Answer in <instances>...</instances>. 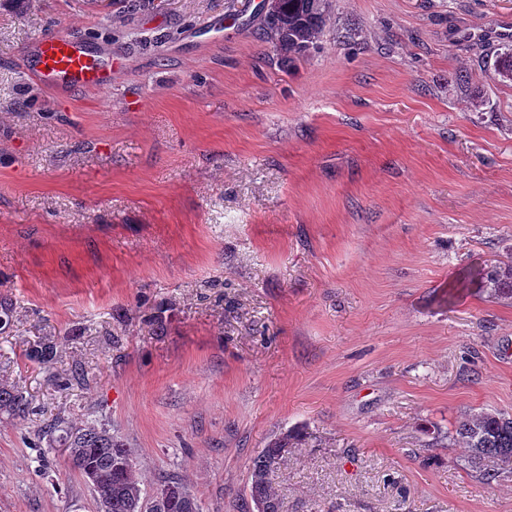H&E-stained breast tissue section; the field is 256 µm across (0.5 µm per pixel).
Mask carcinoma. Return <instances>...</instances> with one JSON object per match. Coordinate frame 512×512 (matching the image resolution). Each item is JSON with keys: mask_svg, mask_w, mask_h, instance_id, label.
Returning a JSON list of instances; mask_svg holds the SVG:
<instances>
[{"mask_svg": "<svg viewBox=\"0 0 512 512\" xmlns=\"http://www.w3.org/2000/svg\"><path fill=\"white\" fill-rule=\"evenodd\" d=\"M328 0H275L263 17V39L279 50L304 55L318 44L327 21ZM483 287L498 299H512V263L495 264L479 274ZM26 355L45 367L55 363L49 343L31 346ZM36 414L32 401L15 384L0 381V415L25 421ZM449 437L468 449L465 465L486 482L512 469V417L488 410L470 411L456 421ZM66 454L70 470L89 482L97 512H203L201 502L183 483L158 481L144 487L132 449L103 424H69L54 419L38 430L37 443ZM288 451V436L270 442L253 459L249 496L257 512H280L281 499L272 475Z\"/></svg>", "mask_w": 512, "mask_h": 512, "instance_id": "1", "label": "carcinoma"}]
</instances>
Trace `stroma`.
<instances>
[{"instance_id": "1", "label": "stroma", "mask_w": 512, "mask_h": 512, "mask_svg": "<svg viewBox=\"0 0 512 512\" xmlns=\"http://www.w3.org/2000/svg\"><path fill=\"white\" fill-rule=\"evenodd\" d=\"M261 2L0 5V379L39 410L0 419V512H96L33 445L57 417L203 512H240L286 431L281 512H512V474L448 438L512 415V300L476 278L512 261V39L485 36L512 0H330L294 59ZM56 33L119 60L111 87L36 85Z\"/></svg>"}]
</instances>
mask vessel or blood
Wrapping results in <instances>:
<instances>
[{"instance_id": "b4317fda", "label": "vessel or blood", "mask_w": 512, "mask_h": 512, "mask_svg": "<svg viewBox=\"0 0 512 512\" xmlns=\"http://www.w3.org/2000/svg\"><path fill=\"white\" fill-rule=\"evenodd\" d=\"M31 74L42 87L66 93L112 84L116 65L97 47L66 34H50L34 40L26 51Z\"/></svg>"}]
</instances>
